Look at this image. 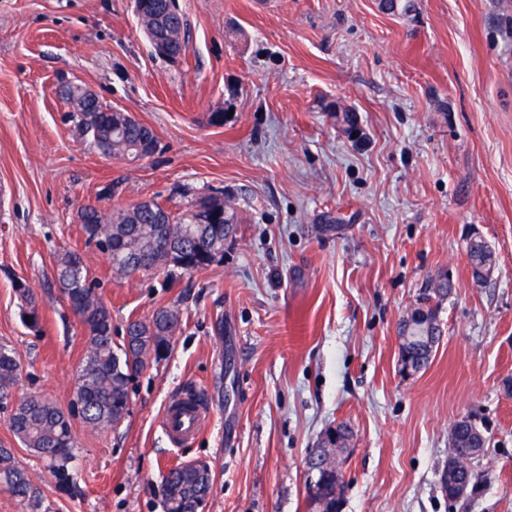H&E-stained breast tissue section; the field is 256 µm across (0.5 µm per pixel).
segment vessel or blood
Masks as SVG:
<instances>
[{
	"mask_svg": "<svg viewBox=\"0 0 512 512\" xmlns=\"http://www.w3.org/2000/svg\"><path fill=\"white\" fill-rule=\"evenodd\" d=\"M213 413L209 399L187 392L170 396L161 414V428L175 446L195 439L208 425Z\"/></svg>",
	"mask_w": 512,
	"mask_h": 512,
	"instance_id": "b4317fda",
	"label": "vessel or blood"
}]
</instances>
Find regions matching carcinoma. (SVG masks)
Listing matches in <instances>:
<instances>
[{
    "label": "carcinoma",
    "instance_id": "carcinoma-1",
    "mask_svg": "<svg viewBox=\"0 0 512 512\" xmlns=\"http://www.w3.org/2000/svg\"><path fill=\"white\" fill-rule=\"evenodd\" d=\"M143 23L176 45L185 44L183 15L173 0H148ZM77 113L79 134L93 141L102 120L108 121L112 146L108 155L127 157L137 146L147 143L156 151L158 140L153 130L127 112H110L99 99L83 103L78 93L68 95ZM81 229L85 244L107 255L112 271L129 274L135 270H179L192 274L201 271L224 254V235L236 223L235 211L224 205L218 193L198 198L190 208L174 213L156 201L151 205H131L107 210L81 206ZM57 284L61 294L86 333L80 363L81 383L73 390L68 410L40 396L29 395L13 401V389L20 374V360L15 349L0 343V404H11L9 428L14 438L38 456L49 460L54 476L69 480L73 459L74 416L92 429L115 428L130 413V390L135 376L162 360L181 331L182 313L175 307L158 309L149 319L130 320L122 343L112 340V311L96 288L83 256L71 250L55 255ZM20 300V318L29 329L39 328V305L22 279L13 281ZM429 340L411 341L402 354L417 368L426 367L432 356ZM333 491L326 494L319 512H339L336 476L327 474ZM212 484L210 468L205 463L177 466L163 478L162 498L165 512H199ZM0 488L36 512L41 501L28 471L10 448L0 446Z\"/></svg>",
    "mask_w": 512,
    "mask_h": 512
}]
</instances>
